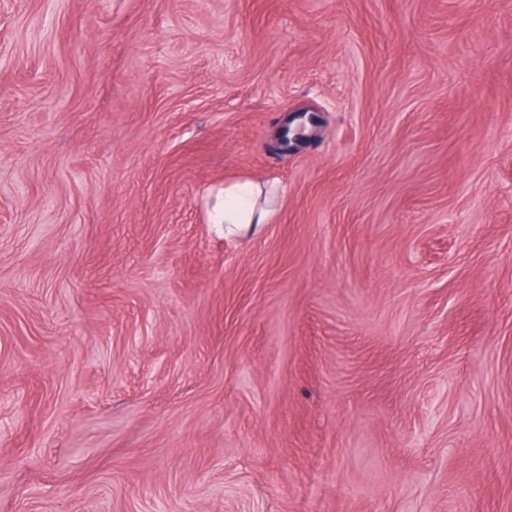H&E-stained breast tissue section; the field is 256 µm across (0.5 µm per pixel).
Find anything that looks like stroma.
Here are the masks:
<instances>
[{
	"label": "stroma",
	"mask_w": 512,
	"mask_h": 512,
	"mask_svg": "<svg viewBox=\"0 0 512 512\" xmlns=\"http://www.w3.org/2000/svg\"><path fill=\"white\" fill-rule=\"evenodd\" d=\"M0 512H512V0H0ZM274 196L273 188L251 179L224 181L223 207L214 215L213 223L224 224L225 234L272 223Z\"/></svg>",
	"instance_id": "35a3bbf8"
}]
</instances>
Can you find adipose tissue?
Listing matches in <instances>:
<instances>
[{
	"label": "adipose tissue",
	"instance_id": "obj_1",
	"mask_svg": "<svg viewBox=\"0 0 512 512\" xmlns=\"http://www.w3.org/2000/svg\"><path fill=\"white\" fill-rule=\"evenodd\" d=\"M275 191L251 179L229 180L224 184L223 207L213 217L225 232L237 233L272 223Z\"/></svg>",
	"mask_w": 512,
	"mask_h": 512
}]
</instances>
